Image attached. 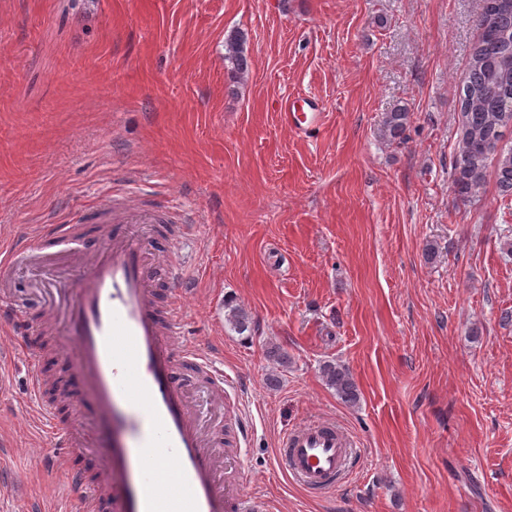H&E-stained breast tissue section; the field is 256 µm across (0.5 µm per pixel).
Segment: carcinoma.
Here are the masks:
<instances>
[{
  "label": "carcinoma",
  "mask_w": 512,
  "mask_h": 512,
  "mask_svg": "<svg viewBox=\"0 0 512 512\" xmlns=\"http://www.w3.org/2000/svg\"><path fill=\"white\" fill-rule=\"evenodd\" d=\"M479 20L482 29L471 52L468 76L459 95L461 111L460 139L453 159L452 187L464 197L472 196L481 186L489 157H497L496 178L500 190L512 195V149L500 147L504 119L512 117V5L498 8L485 0ZM225 59L232 65L231 75L242 78L248 70L244 40L240 33L225 41ZM410 121L408 107L386 113L384 129L390 139H404ZM227 321L239 334L253 332L252 318L238 307H229ZM327 384L345 404L355 405L359 388L350 371L336 363L322 367Z\"/></svg>",
  "instance_id": "1"
}]
</instances>
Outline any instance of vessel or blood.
<instances>
[{
	"instance_id": "obj_1",
	"label": "vessel or blood",
	"mask_w": 512,
	"mask_h": 512,
	"mask_svg": "<svg viewBox=\"0 0 512 512\" xmlns=\"http://www.w3.org/2000/svg\"><path fill=\"white\" fill-rule=\"evenodd\" d=\"M281 122L307 134L324 121L316 98L285 100ZM23 241L0 245V266L27 259ZM167 304L157 295V267L147 245L113 229L112 245L67 293L65 336L81 394L91 406L101 450L100 482L66 469L78 494V512H257L241 477L242 449L227 453L216 470L211 444L202 435L187 393L201 389L224 397L235 381L194 343H179L186 282L171 268ZM44 379L32 369L30 391L43 427L62 459L83 449L84 438L61 426L43 397ZM354 440L325 420L279 436L274 459L288 479L323 493L342 482L357 457Z\"/></svg>"
}]
</instances>
